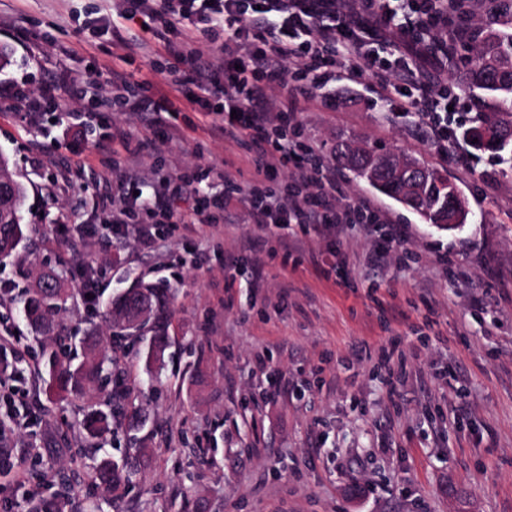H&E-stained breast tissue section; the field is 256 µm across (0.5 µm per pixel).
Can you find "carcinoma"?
Returning <instances> with one entry per match:
<instances>
[{"instance_id":"obj_1","label":"carcinoma","mask_w":512,"mask_h":512,"mask_svg":"<svg viewBox=\"0 0 512 512\" xmlns=\"http://www.w3.org/2000/svg\"><path fill=\"white\" fill-rule=\"evenodd\" d=\"M464 51L470 57L459 54L448 60L452 78L465 91L482 92L493 101L495 109L466 128L462 136L478 150L512 153V35L488 29L477 33L473 44ZM369 159L375 173V181L369 186L389 197L402 196L399 203L425 223L448 231L467 223V209L453 218L440 205L445 189L439 187V171L419 159L383 148H358L345 141L336 143L333 149L336 166L363 181ZM25 197L24 184L17 179L9 157L0 152V262L15 256L31 231L30 225L22 223ZM84 292L83 288L69 286V279L57 270L48 268L37 275L20 303L24 321L36 335L59 340L47 358L48 373L58 396L67 399L93 390L106 392L103 407L87 410L78 423L80 438L92 444L112 433V422L127 407L126 377L112 371L108 351L131 336L148 334L150 358L159 359L169 336L172 292L165 284L139 279L113 294L104 309L111 328L109 344L98 336H83L84 358L75 365L58 315L75 295ZM137 474V465L130 459L121 464L101 459L90 466L89 478L94 489L114 495L128 488ZM57 483L61 491L33 498L28 503L29 512H63L71 489L70 474H58Z\"/></svg>"}]
</instances>
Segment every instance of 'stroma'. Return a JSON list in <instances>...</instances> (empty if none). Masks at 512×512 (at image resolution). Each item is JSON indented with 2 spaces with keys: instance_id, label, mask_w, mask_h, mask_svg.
<instances>
[{
  "instance_id": "35a3bbf8",
  "label": "stroma",
  "mask_w": 512,
  "mask_h": 512,
  "mask_svg": "<svg viewBox=\"0 0 512 512\" xmlns=\"http://www.w3.org/2000/svg\"><path fill=\"white\" fill-rule=\"evenodd\" d=\"M124 0H0V44L11 65L0 84L30 95H0V152L26 186L24 223L35 233L0 263V281L22 294L43 268L76 275L88 263L108 298L142 278L173 288L164 357L149 381V337L116 350L136 415L114 422L95 457L125 460L135 443L145 458L121 496L81 485L65 512H512V163L452 139L440 155L421 138L418 115L386 112L376 83L333 78L301 103L306 136L322 152L336 138L396 149L446 175L469 209L461 229L440 230L347 171L336 177L354 197L374 202L403 232L388 268L364 271L373 241L340 234L349 285L320 279L311 259L329 241L299 225L273 234L245 219L235 201L217 223L163 229L155 250L135 230L81 235L110 219L112 191L125 165L112 161L113 127L139 143L138 170L178 176L213 170L253 178L247 148L215 137L184 106L179 133L152 136L147 119L103 112L73 125L84 102L71 94L97 86L117 94L110 70L124 47L97 22ZM174 60L138 54L131 69L153 92H167ZM18 330L24 357L0 394L16 392L35 421L13 434L11 462L28 474V495L52 493L72 454L51 447L101 392L58 402L26 369L44 362L51 341L25 326L18 304L0 299V330ZM288 389L272 395L276 378ZM469 414L457 415L459 400Z\"/></svg>"
}]
</instances>
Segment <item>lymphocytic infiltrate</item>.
<instances>
[{
  "mask_svg": "<svg viewBox=\"0 0 512 512\" xmlns=\"http://www.w3.org/2000/svg\"><path fill=\"white\" fill-rule=\"evenodd\" d=\"M129 10L102 27L123 37L125 22L141 29L112 67V80L125 90L113 108L130 114L174 115L167 97L145 94L128 66L136 51L162 45L177 64L170 86L186 89L188 100L214 116L225 140L248 141L255 177L239 183L224 179L221 191L197 177H130L116 187L121 206L113 212V235H120L134 211L150 221L138 235L152 247L162 224H207L212 210L234 197L246 199L250 223L264 232L299 224L321 238H335L345 227L360 226L377 246L363 257L375 269L389 264L402 237L383 223L368 200L351 201L323 155L305 137L299 119L302 99L325 87L332 70L346 78H373L383 107L416 111L430 141L447 148L449 111H461L441 76L448 57L473 41L474 0H128ZM187 29L181 42L169 39ZM213 52L201 57L199 42ZM291 167L282 177V167ZM145 193H136L139 184Z\"/></svg>",
  "mask_w": 512,
  "mask_h": 512,
  "instance_id": "1",
  "label": "lymphocytic infiltrate"
}]
</instances>
